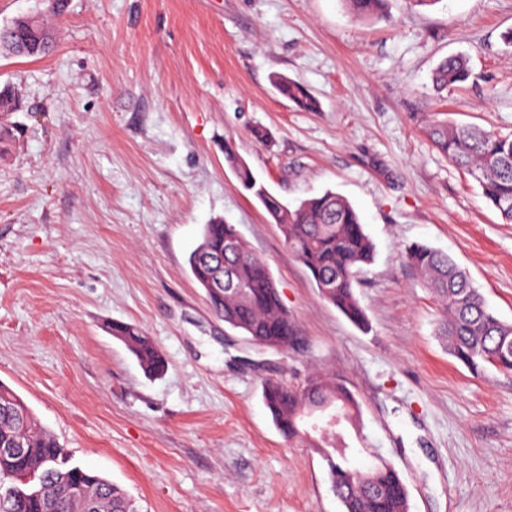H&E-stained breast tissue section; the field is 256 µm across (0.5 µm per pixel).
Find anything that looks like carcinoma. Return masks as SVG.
<instances>
[{
	"label": "carcinoma",
	"mask_w": 512,
	"mask_h": 512,
	"mask_svg": "<svg viewBox=\"0 0 512 512\" xmlns=\"http://www.w3.org/2000/svg\"><path fill=\"white\" fill-rule=\"evenodd\" d=\"M343 2L360 20L380 17L386 4V0ZM51 42L45 27L0 28V55L38 57L50 51ZM470 76L467 59L450 56L436 67L432 82L442 92ZM274 86L301 111H319L318 100L303 85L279 75ZM426 133L448 160L466 169L486 199L511 223L512 134L446 120L430 121ZM224 153L243 187L280 226L288 248L312 277L321 298L355 325L366 326L354 284L363 266L373 261L375 247L354 207L331 191L290 207L269 193L251 168L238 162L231 148H225ZM406 259L442 302L439 335L445 337L449 354L470 369L489 363L512 371V324L489 311L465 272L448 255L424 243L409 245ZM188 265L194 280L205 289L215 316L239 327L260 346L276 345L286 350L294 343L295 323L268 266L238 239L233 225L222 220L204 225ZM227 271L235 286L217 291L208 287L215 275ZM112 335L129 347L146 375L164 372L162 352L139 327L117 323ZM263 400L277 429L311 448L323 447L324 441H308L302 429L305 417L326 408L339 411L348 422L359 421L357 400L328 373L311 375L297 387L269 380L263 387ZM7 448L14 452H5ZM325 461L331 489L344 512H408L404 480L387 462L361 470L334 455ZM17 474L31 478L38 487L15 499L10 512H135L120 486L71 464L57 438L39 424L11 388L0 384V482L11 483Z\"/></svg>",
	"instance_id": "obj_1"
}]
</instances>
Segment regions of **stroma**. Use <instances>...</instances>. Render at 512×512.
Returning a JSON list of instances; mask_svg holds the SVG:
<instances>
[{
    "instance_id": "1",
    "label": "stroma",
    "mask_w": 512,
    "mask_h": 512,
    "mask_svg": "<svg viewBox=\"0 0 512 512\" xmlns=\"http://www.w3.org/2000/svg\"><path fill=\"white\" fill-rule=\"evenodd\" d=\"M26 15L54 47L0 56L19 101L0 155V382L72 464L136 512H343L325 459L285 439L262 397L324 371L360 405L354 464L395 467L409 512H512V372L449 355L404 257L415 242L447 253L512 323V223L422 132L437 118L512 133V0H387L369 22L343 0H68L58 17L50 0H0V26ZM457 54L472 77L436 92L433 69ZM277 74L320 110L280 97ZM228 145L283 201L352 204L375 246L354 288L368 330L322 300ZM216 218L268 265L288 350L226 333L193 280ZM115 322L151 337L162 376ZM112 335L123 341L136 357L143 372L157 376L164 372L166 361L152 339L134 324L113 323Z\"/></svg>"
}]
</instances>
